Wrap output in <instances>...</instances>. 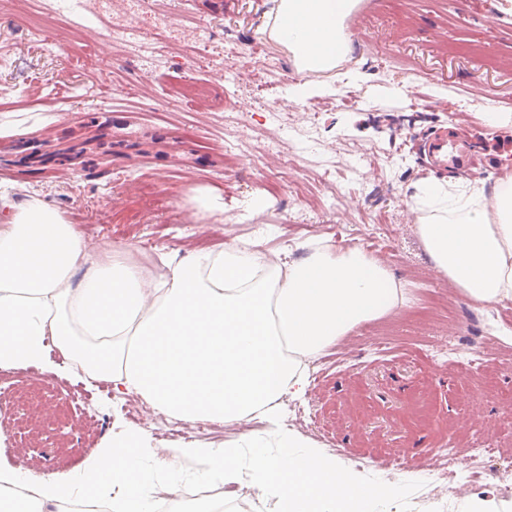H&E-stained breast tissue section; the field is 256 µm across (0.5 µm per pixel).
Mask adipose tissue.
I'll return each mask as SVG.
<instances>
[{
    "mask_svg": "<svg viewBox=\"0 0 512 512\" xmlns=\"http://www.w3.org/2000/svg\"><path fill=\"white\" fill-rule=\"evenodd\" d=\"M358 0H278L261 32L289 51L298 72L336 67L350 51L344 19ZM491 207H484V200ZM413 203L418 232L440 274L469 299L512 297V181L451 190L433 181ZM0 226V369L42 365L46 339L88 380L141 396L187 425L259 417L277 437L253 433L219 446L158 451L142 430L121 431L65 472L0 470V512H52L77 499L112 512H152L172 458L199 461L210 480L251 484L271 512H376L401 491L282 429L284 397L304 396L308 363L355 327L409 302L401 281L363 249L310 248L269 268L260 239L219 252L171 248L146 268L124 253L88 252L74 225L40 199L9 203Z\"/></svg>",
    "mask_w": 512,
    "mask_h": 512,
    "instance_id": "adipose-tissue-1",
    "label": "adipose tissue"
}]
</instances>
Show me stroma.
<instances>
[{
    "mask_svg": "<svg viewBox=\"0 0 512 512\" xmlns=\"http://www.w3.org/2000/svg\"><path fill=\"white\" fill-rule=\"evenodd\" d=\"M272 0H0V194L41 199L89 251L223 249L265 230L260 247L294 258L306 241L373 252L413 304L428 287L446 309L410 306L352 329L326 350L285 420L353 463L371 483L398 482L381 512H466L476 499L512 512V304H474L437 274L411 209L435 180L422 146L463 128L485 187L512 179V0H359L351 51L336 68L298 73L258 33ZM305 80L323 94L289 99ZM415 87L422 105L407 98ZM266 204L254 210L256 193ZM207 197L214 213L203 212ZM459 335L457 349L442 338ZM60 353L33 371L0 370V388L37 384L38 440L0 435V469L67 471L131 424L124 403L73 398L85 377ZM145 410L155 447L219 445L268 433L255 418L171 434ZM464 446L457 480L434 470L438 445ZM483 447L475 456L474 447Z\"/></svg>",
    "mask_w": 512,
    "mask_h": 512,
    "instance_id": "1",
    "label": "stroma"
}]
</instances>
